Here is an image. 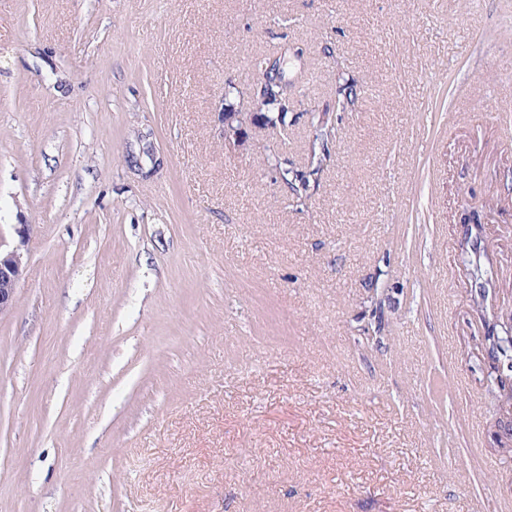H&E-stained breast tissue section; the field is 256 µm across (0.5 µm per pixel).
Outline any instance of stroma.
<instances>
[{
    "instance_id": "35a3bbf8",
    "label": "stroma",
    "mask_w": 512,
    "mask_h": 512,
    "mask_svg": "<svg viewBox=\"0 0 512 512\" xmlns=\"http://www.w3.org/2000/svg\"><path fill=\"white\" fill-rule=\"evenodd\" d=\"M284 44L287 135L225 141ZM320 122L297 208L268 158ZM1 224L0 512L512 504L460 260L512 273V0H0ZM333 128L326 125H320L316 128L311 147V157L304 169L294 168L292 163L288 164V159H281L279 156H273L270 167H274L279 180L290 192L289 199L293 205L303 206L309 200L311 187L315 189L324 167L330 162L331 155L329 144L333 137ZM18 241L7 249H3L5 241L0 230V315L12 309L17 299V289L25 276L26 264L22 252L30 225L11 224Z\"/></svg>"
}]
</instances>
